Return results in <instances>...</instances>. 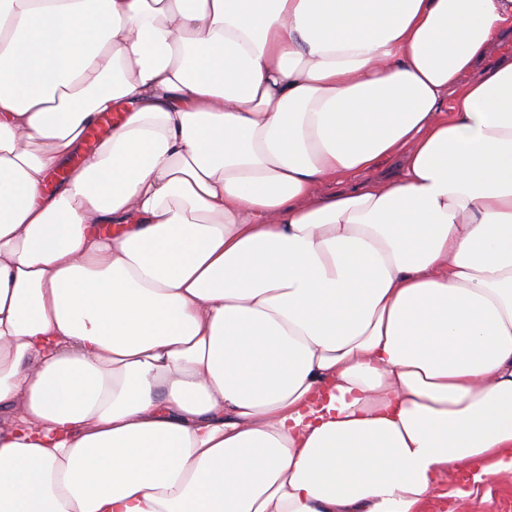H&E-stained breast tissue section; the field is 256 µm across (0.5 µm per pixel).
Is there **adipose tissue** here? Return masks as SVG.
<instances>
[{"label": "adipose tissue", "instance_id": "obj_1", "mask_svg": "<svg viewBox=\"0 0 512 512\" xmlns=\"http://www.w3.org/2000/svg\"><path fill=\"white\" fill-rule=\"evenodd\" d=\"M510 32L0 0V512H426L512 473Z\"/></svg>", "mask_w": 512, "mask_h": 512}]
</instances>
